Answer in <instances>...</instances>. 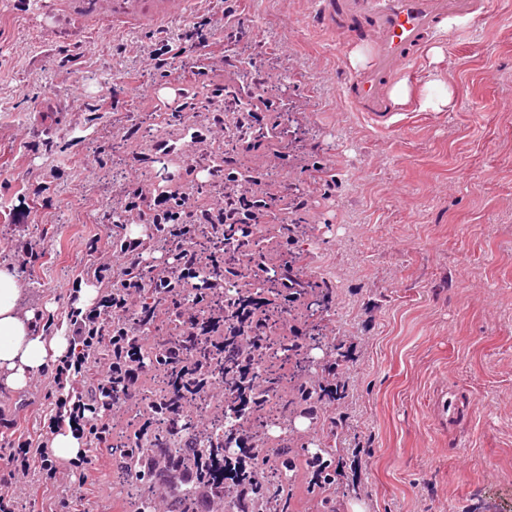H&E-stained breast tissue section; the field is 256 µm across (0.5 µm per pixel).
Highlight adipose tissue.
I'll use <instances>...</instances> for the list:
<instances>
[{"mask_svg": "<svg viewBox=\"0 0 512 512\" xmlns=\"http://www.w3.org/2000/svg\"><path fill=\"white\" fill-rule=\"evenodd\" d=\"M65 334L45 336L34 329L33 311L21 304L12 265H0V386L20 390L46 365L49 357L67 353Z\"/></svg>", "mask_w": 512, "mask_h": 512, "instance_id": "obj_1", "label": "adipose tissue"}]
</instances>
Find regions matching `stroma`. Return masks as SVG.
I'll return each mask as SVG.
<instances>
[{"instance_id":"35a3bbf8","label":"stroma","mask_w":512,"mask_h":512,"mask_svg":"<svg viewBox=\"0 0 512 512\" xmlns=\"http://www.w3.org/2000/svg\"><path fill=\"white\" fill-rule=\"evenodd\" d=\"M64 0H0V263L12 264L24 308L45 335L68 326L77 295L96 287L90 242L110 245L113 211L132 184L170 189L194 147L158 163L155 141H180L189 120L159 110L166 90L148 56L184 21L123 29L79 21ZM224 0H194L229 63L211 73L225 106L239 84L263 99L309 100L313 118L281 151L294 163L262 173L298 227L291 256L310 287L289 313L308 333L307 368L267 408L269 447L325 450L336 480L313 492L303 467L282 485L288 512H512V0L461 18L406 76L432 71L453 109L413 110L375 129L340 91L350 51L323 31L313 0H244L237 30ZM334 174L325 185V174ZM308 205L292 210L295 193ZM268 267L282 264L277 227H254ZM33 256H26L25 248ZM347 396L315 418L295 404L297 380H332ZM53 383L0 388V443L45 439ZM469 401L455 427L444 398ZM17 512H128L115 465L74 490L18 480Z\"/></svg>"}]
</instances>
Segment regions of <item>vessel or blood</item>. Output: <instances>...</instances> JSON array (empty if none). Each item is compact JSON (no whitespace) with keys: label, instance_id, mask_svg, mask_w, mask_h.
I'll return each instance as SVG.
<instances>
[{"label":"vessel or blood","instance_id":"obj_1","mask_svg":"<svg viewBox=\"0 0 512 512\" xmlns=\"http://www.w3.org/2000/svg\"><path fill=\"white\" fill-rule=\"evenodd\" d=\"M188 0H71V12L126 27L142 22L167 21L186 12ZM321 26L333 33L340 46L366 45L368 65L347 74L344 99L354 111L365 113L379 130L397 127L409 106L397 102L394 83L414 68L427 41L441 36V18L476 17L480 0H315Z\"/></svg>","mask_w":512,"mask_h":512}]
</instances>
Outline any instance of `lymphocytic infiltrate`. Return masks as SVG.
I'll return each mask as SVG.
<instances>
[{"instance_id": "obj_1", "label": "lymphocytic infiltrate", "mask_w": 512, "mask_h": 512, "mask_svg": "<svg viewBox=\"0 0 512 512\" xmlns=\"http://www.w3.org/2000/svg\"><path fill=\"white\" fill-rule=\"evenodd\" d=\"M210 173L224 184L222 195L210 203L198 202L187 183L163 192L145 185L128 190L118 223L149 224L154 235L170 242L175 251L174 264L161 269L149 283H142L135 275L145 250L143 240L121 236L112 248L97 253L93 276L99 283L108 284L109 289L96 305L71 312L74 345L51 370L59 391L54 421L73 424L87 444H100L109 435L110 417L102 413L94 399L70 393L67 387L83 371L86 352L98 350L102 330L97 320L104 314L121 333L120 339L111 340V354L97 379L98 385L112 387L114 403L135 398L144 367L136 353L139 333L152 329L162 318L174 322L183 336H211L219 329H226L224 348L243 353L236 370L254 381L249 389L246 413L253 415L263 410L270 398V388L257 383L261 372L258 357L267 350L271 336L279 328L278 323L269 320L267 311L272 308L288 313L302 294V283L294 275L292 265L287 264L276 274L279 289L274 295L265 297L258 291L238 289L235 282L238 271L226 265L225 253L233 251L239 259L263 268L252 227L273 221L271 199L259 195V177L243 175L234 157L221 156ZM205 224L211 225L217 242L204 251L197 249L192 230ZM116 268L124 277L115 288L111 281ZM197 279L206 288L224 291L223 313H209L200 296H189L188 290ZM148 285L158 293L156 301L150 304L143 300ZM0 460L5 461L8 470L0 478V512H14L12 481L17 476L30 475L32 470H39L43 480L59 486L81 487L87 481L85 471L57 469L43 443L18 441L16 446L0 454Z\"/></svg>"}]
</instances>
